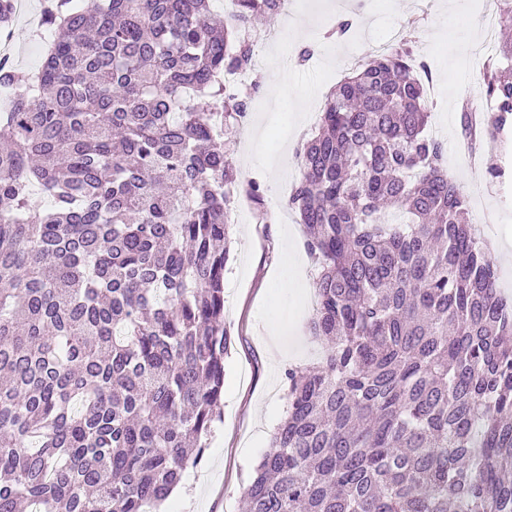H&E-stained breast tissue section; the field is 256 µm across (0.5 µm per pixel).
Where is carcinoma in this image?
Here are the masks:
<instances>
[{"label":"carcinoma","instance_id":"carcinoma-1","mask_svg":"<svg viewBox=\"0 0 512 512\" xmlns=\"http://www.w3.org/2000/svg\"><path fill=\"white\" fill-rule=\"evenodd\" d=\"M235 2L221 22L210 0H47L40 69L0 60L22 90L0 106V512H155L202 460L258 89L224 74L284 7ZM409 43L356 63L297 147L327 355L286 373L245 512H512V302ZM497 55L490 130L512 123V41Z\"/></svg>","mask_w":512,"mask_h":512}]
</instances>
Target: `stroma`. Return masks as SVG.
I'll return each instance as SVG.
<instances>
[{"label":"stroma","instance_id":"35a3bbf8","mask_svg":"<svg viewBox=\"0 0 512 512\" xmlns=\"http://www.w3.org/2000/svg\"><path fill=\"white\" fill-rule=\"evenodd\" d=\"M10 41L15 64L25 74L42 59L33 29L40 0H25ZM498 0H288L286 11L265 22L257 44L264 61L252 74L259 83L250 119L239 135L234 159L242 184L261 183L263 208L247 204L234 232L233 258L224 274V319L234 343L224 360V415L215 422L197 467L163 504V512H242L243 490L252 467L269 448L288 409L286 370L320 362L321 342L306 330L316 308L314 266L303 247V227L287 207L288 188L301 176L294 151L311 132L317 105L361 57L383 43L412 41V55L429 72L431 117L427 131L443 141L448 172L469 200V219L484 238L497 240L498 288L512 298V154L483 142L468 165L462 146L461 113L486 102L484 72L495 43L486 42L482 17ZM347 20L349 33L331 39V20ZM309 61H300L303 48ZM309 89L300 110H284L276 93L283 86ZM287 148L288 166L270 177L261 155ZM296 275L288 287L275 276L285 256Z\"/></svg>","mask_w":512,"mask_h":512}]
</instances>
